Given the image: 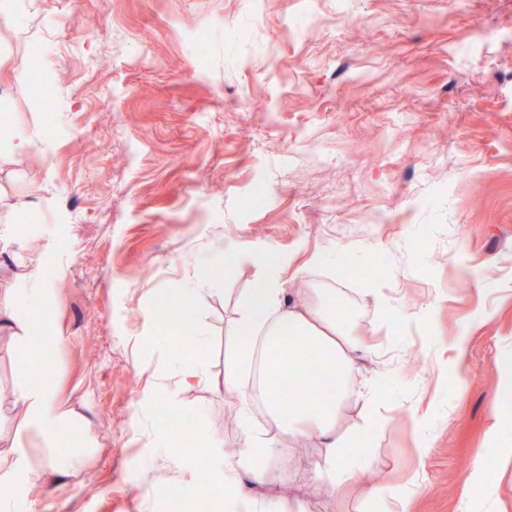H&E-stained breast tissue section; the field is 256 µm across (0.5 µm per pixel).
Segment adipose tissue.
<instances>
[{
  "mask_svg": "<svg viewBox=\"0 0 512 512\" xmlns=\"http://www.w3.org/2000/svg\"><path fill=\"white\" fill-rule=\"evenodd\" d=\"M62 250L60 241L48 236L36 256L16 257L23 292L19 299L0 302V334L14 339L22 356L42 352L43 333L34 326L33 319L52 315V283L46 270ZM243 262L257 266L260 276L227 326L236 350L224 363V389L242 399L238 418L244 435L234 450L225 453L215 477L232 494L234 512H265L255 494L264 477V468L255 455L258 446L272 445L282 436L296 441L317 438L324 453L320 459L306 464L300 483L335 490L355 480L364 470L369 451L360 442L366 435L380 433L385 422L372 411L360 423L339 429L341 411L350 399L349 381L358 370L355 355L366 350L368 344L338 323L336 311L340 300L335 292L304 290L298 300L287 302L279 278L286 259L271 248L234 246L222 250L209 258L192 279L155 295L153 313L178 308L183 322L193 323L196 298L219 292L225 273ZM308 344L321 353L315 396L300 406L269 397V426L254 427L247 377L255 356L287 352L288 363L281 371L289 375L301 368ZM14 404L19 409L18 435L37 436L50 443L76 428V414L57 398L51 372H42L39 380L20 385L14 393ZM76 463V457L61 456L50 449L43 458L41 472L37 473L30 464L28 449L13 443L8 452H0V512H10L19 488L35 487L41 473L53 474L73 468Z\"/></svg>",
  "mask_w": 512,
  "mask_h": 512,
  "instance_id": "obj_1",
  "label": "adipose tissue"
}]
</instances>
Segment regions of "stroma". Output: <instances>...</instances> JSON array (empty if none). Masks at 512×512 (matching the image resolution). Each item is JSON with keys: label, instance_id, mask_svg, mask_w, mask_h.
Listing matches in <instances>:
<instances>
[{"label": "stroma", "instance_id": "1", "mask_svg": "<svg viewBox=\"0 0 512 512\" xmlns=\"http://www.w3.org/2000/svg\"><path fill=\"white\" fill-rule=\"evenodd\" d=\"M299 0H30L0 52V92L35 148L0 169L11 198L38 189L46 219L24 215L25 249L65 242L53 284L62 341L48 364L58 395L96 434L77 468L20 491L16 512H180L161 450L168 428L242 435L224 391L225 334L260 271L250 263L196 301L204 380L134 417L159 391L168 348L150 304L231 243L288 256L280 281L333 288L343 322L374 348L358 381L377 385L386 428L366 471L388 512H512V0H319L303 36ZM506 32L472 40L474 24ZM206 33L202 50L192 43ZM37 56L53 111L14 59ZM262 185L265 202L248 210ZM364 245L346 281L336 246ZM28 373L0 337V417ZM317 442L257 449L259 494L281 512H377L358 487L297 491ZM482 459L484 469L474 467Z\"/></svg>", "mask_w": 512, "mask_h": 512}]
</instances>
